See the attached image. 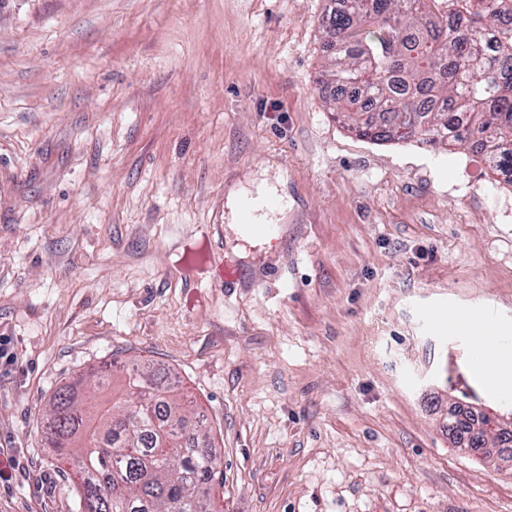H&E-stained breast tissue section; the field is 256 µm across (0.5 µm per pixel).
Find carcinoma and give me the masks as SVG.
<instances>
[{"instance_id": "1", "label": "carcinoma", "mask_w": 512, "mask_h": 512, "mask_svg": "<svg viewBox=\"0 0 512 512\" xmlns=\"http://www.w3.org/2000/svg\"><path fill=\"white\" fill-rule=\"evenodd\" d=\"M428 2L341 0L324 21L339 51L319 82L361 137L467 144L512 175V9L448 0L431 25ZM177 391L172 377L135 364L55 392L47 440L78 462L82 512H213L221 449L206 435V415ZM492 420H452V444L484 447Z\"/></svg>"}]
</instances>
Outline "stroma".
Returning a JSON list of instances; mask_svg holds the SVG:
<instances>
[{"mask_svg":"<svg viewBox=\"0 0 512 512\" xmlns=\"http://www.w3.org/2000/svg\"><path fill=\"white\" fill-rule=\"evenodd\" d=\"M329 5L0 0V512H80L45 405L131 360L207 414L216 512H512L448 436L512 392L425 317L512 326V183L338 119ZM426 315L432 324L438 325L448 336L456 334V313L447 304L428 307Z\"/></svg>","mask_w":512,"mask_h":512,"instance_id":"1","label":"stroma"}]
</instances>
